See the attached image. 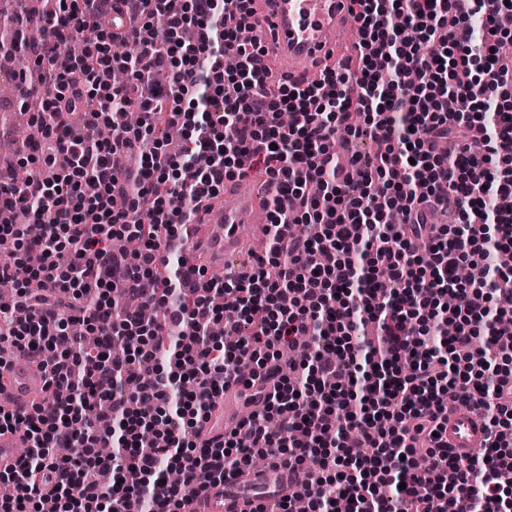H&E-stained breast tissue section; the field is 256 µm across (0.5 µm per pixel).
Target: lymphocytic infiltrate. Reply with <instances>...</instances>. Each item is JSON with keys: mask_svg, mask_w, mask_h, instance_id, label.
I'll use <instances>...</instances> for the list:
<instances>
[{"mask_svg": "<svg viewBox=\"0 0 512 512\" xmlns=\"http://www.w3.org/2000/svg\"><path fill=\"white\" fill-rule=\"evenodd\" d=\"M52 2L37 39L19 43L42 76L36 137L16 161L26 177L0 182V210L17 217L0 225V280L15 285L0 304V367L38 361L46 394L24 415L0 408V430L23 431L28 447L0 471L12 486L0 512H179L257 454L290 475L279 512L296 498L309 512H336L340 498L350 512H404L407 496L416 512H512V374L474 346L495 322L512 360V66L499 54L512 0H354L353 95L342 69L268 87L261 43L224 25L229 14L250 28L249 0ZM116 14L133 37L113 33ZM73 40L82 54L62 53ZM469 66L476 78L455 83ZM127 110L138 127L125 126ZM160 125L183 147L138 152ZM342 128L375 151L341 166ZM451 136L461 148L450 162L437 145ZM258 166L275 187L272 248L250 271L209 277L185 255L184 228ZM427 203L458 223H428ZM144 209L151 223H138ZM118 236L134 248L113 251ZM157 303L166 322H143L138 305ZM254 320L260 331L241 335ZM218 321L224 333L211 335ZM74 322L97 335L93 351ZM242 356L262 408L223 441H200ZM462 382L493 441L459 461L438 436L444 393Z\"/></svg>", "mask_w": 512, "mask_h": 512, "instance_id": "lymphocytic-infiltrate-1", "label": "lymphocytic infiltrate"}]
</instances>
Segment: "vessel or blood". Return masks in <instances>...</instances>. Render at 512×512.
I'll return each mask as SVG.
<instances>
[{
    "label": "vessel or blood",
    "mask_w": 512,
    "mask_h": 512,
    "mask_svg": "<svg viewBox=\"0 0 512 512\" xmlns=\"http://www.w3.org/2000/svg\"><path fill=\"white\" fill-rule=\"evenodd\" d=\"M350 5L351 0H255L253 24L262 31V46L274 63L272 81L306 84L321 71L342 66L340 45L352 18ZM203 222L204 229L190 231L192 250L205 253L211 266L227 271L236 269L243 241L264 235L267 227L265 211L244 178L225 182L223 203L208 208ZM0 377L6 382L0 404L20 413L30 411L35 393L43 386L40 374L31 367H14ZM234 398L231 390L218 398L200 432L202 440H223L226 406ZM444 437L452 454L463 459L488 445L489 429L468 404L459 401L448 416ZM23 445L21 431L0 432V471L15 466ZM255 507L247 497L225 502L224 489L218 486L193 497L183 512H254Z\"/></svg>",
    "instance_id": "vessel-or-blood-1"
}]
</instances>
